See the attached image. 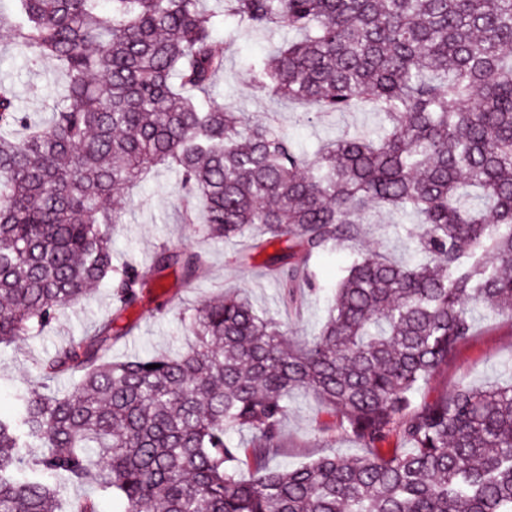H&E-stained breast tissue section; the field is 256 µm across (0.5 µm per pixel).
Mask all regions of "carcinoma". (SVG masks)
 Here are the masks:
<instances>
[{
	"mask_svg": "<svg viewBox=\"0 0 512 512\" xmlns=\"http://www.w3.org/2000/svg\"><path fill=\"white\" fill-rule=\"evenodd\" d=\"M8 2L0 31L62 79L38 124L0 90V343L105 279L113 311L42 364L49 380L80 373L77 387L26 388L0 415V512H99L62 502L66 484L123 512H512V385L426 392L477 311L512 314V0ZM228 19L244 40L299 35L248 83L380 126L309 153L212 100ZM156 167L200 202L209 238L245 256L286 244L267 264L285 288L314 287L312 260L348 251L317 336L292 342L238 294L196 305L181 351L110 358L116 322L164 269L204 271L198 251L112 263V200ZM380 210L410 225L412 259L359 247ZM299 390L363 454L273 465ZM71 496H89L96 498L99 502L100 512H121L122 506L112 500V497L101 496L93 486L69 487L66 490L65 497Z\"/></svg>",
	"mask_w": 512,
	"mask_h": 512,
	"instance_id": "carcinoma-1",
	"label": "carcinoma"
}]
</instances>
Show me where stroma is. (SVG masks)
Returning a JSON list of instances; mask_svg holds the SVG:
<instances>
[{
    "instance_id": "obj_1",
    "label": "stroma",
    "mask_w": 512,
    "mask_h": 512,
    "mask_svg": "<svg viewBox=\"0 0 512 512\" xmlns=\"http://www.w3.org/2000/svg\"><path fill=\"white\" fill-rule=\"evenodd\" d=\"M233 21H226L216 32L217 42L227 45L224 74L211 89L212 98L225 107L253 119L271 120L288 130L296 143L313 151L318 141L334 137L349 128H371L377 119L367 110L303 120L300 105L289 103L259 90L241 77L246 65L281 43V36L259 41H241L230 37ZM0 33V84L10 85L22 111L35 121H42L56 95L58 76L49 61H35L27 54L5 45ZM180 191L173 174L152 170L145 182L130 192L124 224L112 237L115 265L152 262L160 247L195 250L205 253L207 271L192 284L183 283L179 273L167 270L163 282L171 299L165 309H158L154 294L145 295L141 304L130 310V321L137 328L125 342L113 347L116 360L140 354H162L186 347L188 316L198 302L221 294L241 291L258 306L286 313L293 328L294 340L317 335L326 316L328 301L336 288V275L347 261L340 251L317 260L315 290L299 288L294 292L296 307L287 310L281 285L268 274L265 263L269 255L280 251V244L268 246L248 265L238 261L239 248L221 240L206 238L201 225L183 224L178 218ZM366 239L382 252L398 260L408 259L407 234L395 218L388 215L370 217L365 227ZM112 308L109 283L94 288L81 305L65 310L42 333L10 345H0V414L14 413L15 395L27 386L41 382L40 368L61 343L84 334ZM476 386L505 384L512 381V315L479 312L475 333L462 345L449 363L430 383V395H440L460 378ZM329 417L309 394L298 391L289 399L288 414L281 424L285 448L276 459L281 466H297L312 459L336 455L350 458L362 450L338 430H324Z\"/></svg>"
}]
</instances>
